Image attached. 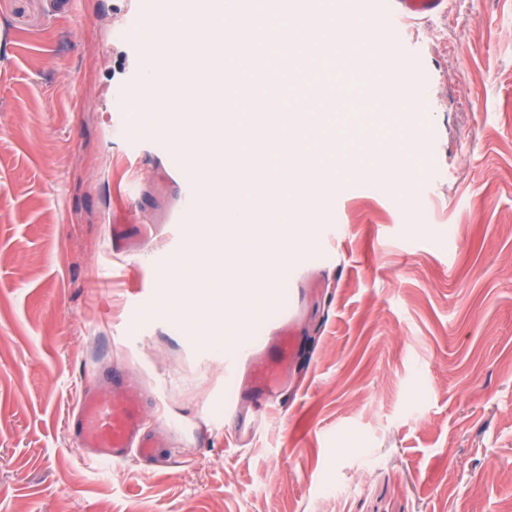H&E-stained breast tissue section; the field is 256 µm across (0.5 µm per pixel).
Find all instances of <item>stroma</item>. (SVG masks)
Returning <instances> with one entry per match:
<instances>
[{
    "instance_id": "1",
    "label": "stroma",
    "mask_w": 512,
    "mask_h": 512,
    "mask_svg": "<svg viewBox=\"0 0 512 512\" xmlns=\"http://www.w3.org/2000/svg\"><path fill=\"white\" fill-rule=\"evenodd\" d=\"M125 6L0 0V512H512V0L362 21L417 97L394 133L419 157L399 177L354 143L335 196L314 175L294 218L322 254L274 286L308 293L305 356L248 441L224 426L251 383L210 346L215 307L147 311L208 227L168 223L175 182L118 132ZM115 366L165 414L156 458L121 469L67 427Z\"/></svg>"
}]
</instances>
